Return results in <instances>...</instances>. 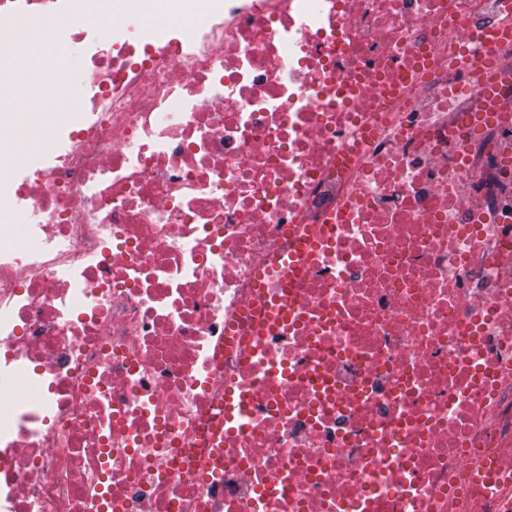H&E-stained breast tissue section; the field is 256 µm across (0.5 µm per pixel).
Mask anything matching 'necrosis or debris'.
Listing matches in <instances>:
<instances>
[{
    "mask_svg": "<svg viewBox=\"0 0 512 512\" xmlns=\"http://www.w3.org/2000/svg\"><path fill=\"white\" fill-rule=\"evenodd\" d=\"M33 32L0 512H512V0H0V111Z\"/></svg>",
    "mask_w": 512,
    "mask_h": 512,
    "instance_id": "1",
    "label": "necrosis or debris"
}]
</instances>
